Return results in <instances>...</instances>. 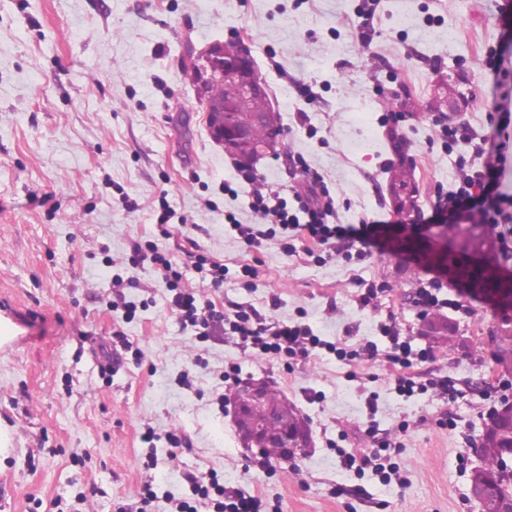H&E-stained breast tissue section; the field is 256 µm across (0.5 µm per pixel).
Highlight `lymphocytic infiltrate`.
Wrapping results in <instances>:
<instances>
[{
  "label": "lymphocytic infiltrate",
  "instance_id": "lymphocytic-infiltrate-1",
  "mask_svg": "<svg viewBox=\"0 0 512 512\" xmlns=\"http://www.w3.org/2000/svg\"><path fill=\"white\" fill-rule=\"evenodd\" d=\"M490 74L494 90L500 100L495 105L497 122L492 133L482 136L470 158L460 159L456 185L441 199L439 212L442 222L457 224L472 221L478 224H511L512 195L502 191V176L508 150L512 144L503 135L512 125V72L505 70L500 57L490 61ZM244 182L250 186L249 208L261 219L281 230L304 225L309 235L322 245H334L336 240L350 239L377 244L383 237L385 225L380 221H362L358 224H334L330 218L335 213V201L323 179L309 175L292 199L265 191L253 173H243ZM132 262L151 261L162 272L169 288L174 290V305L183 326L195 328L199 338H206L211 321L228 322L231 332L251 342L254 348L266 354L294 356L306 355L325 343L313 336L308 326L267 325L252 311L235 309L227 315L214 304H199L194 294L181 292L183 275L176 263L154 242L134 245Z\"/></svg>",
  "mask_w": 512,
  "mask_h": 512
}]
</instances>
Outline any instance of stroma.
Here are the masks:
<instances>
[{
	"instance_id": "35a3bbf8",
	"label": "stroma",
	"mask_w": 512,
	"mask_h": 512,
	"mask_svg": "<svg viewBox=\"0 0 512 512\" xmlns=\"http://www.w3.org/2000/svg\"><path fill=\"white\" fill-rule=\"evenodd\" d=\"M362 5L0 0V512H176L183 501L209 512L191 479L211 470L279 512H480L473 447L512 401V375L494 363L497 315L448 282L440 295L454 307L415 304L436 272L399 244L432 242L458 158L489 131L487 57L512 0H381L369 45ZM232 37L250 46L282 115L283 148L256 166L260 182L291 197L301 182L291 158L302 155L335 197L337 223L391 221L388 243L349 259L303 231L291 253L280 237L250 248L230 231L231 215L264 223L237 162L212 140L184 63ZM445 83L458 106L448 124L436 118ZM447 125L458 131L450 152ZM401 161L419 188L411 211L390 190ZM164 201L177 218L163 235ZM145 240L174 257L198 301L306 324L336 352L263 355L221 322L199 339L156 268L131 262ZM198 254L227 266L223 287L202 283ZM370 285L379 293L365 306ZM435 315L446 335L424 334ZM386 324L424 351L410 369L386 359ZM402 374L447 379L448 390L400 394ZM249 377L271 380L307 418V455L271 465L246 453L233 397ZM170 431L181 447H169ZM380 449L390 481L344 463Z\"/></svg>"
}]
</instances>
